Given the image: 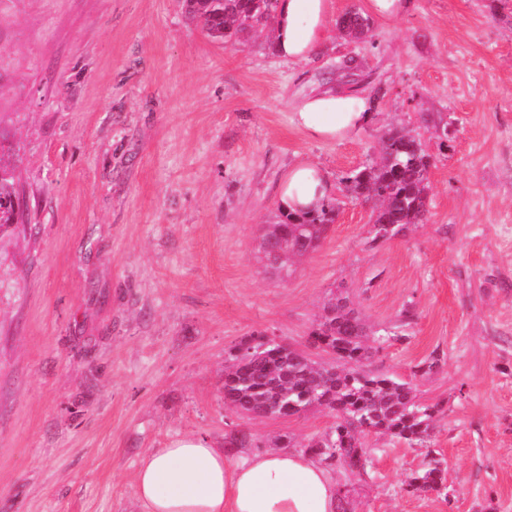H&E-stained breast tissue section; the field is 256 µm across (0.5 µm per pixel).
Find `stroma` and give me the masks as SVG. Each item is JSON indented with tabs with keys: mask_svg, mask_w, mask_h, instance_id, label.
<instances>
[{
	"mask_svg": "<svg viewBox=\"0 0 512 512\" xmlns=\"http://www.w3.org/2000/svg\"><path fill=\"white\" fill-rule=\"evenodd\" d=\"M489 4L413 0L294 64L263 33L212 40L184 0H0V143L25 204L0 238V512H141L137 465L175 436L243 429L255 452L329 432L325 410L225 405L224 359L263 332L328 361L307 339L338 292L371 335L404 328L368 369L439 407L427 446L372 437L367 474L331 468L344 512H512V17ZM378 88L351 138L292 121L309 95ZM390 125L433 156L428 214L375 244L342 180ZM304 161L339 215L278 273L262 226ZM433 458L446 494L407 492Z\"/></svg>",
	"mask_w": 512,
	"mask_h": 512,
	"instance_id": "35a3bbf8",
	"label": "stroma"
}]
</instances>
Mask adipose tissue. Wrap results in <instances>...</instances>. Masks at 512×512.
I'll return each instance as SVG.
<instances>
[{
  "label": "adipose tissue",
  "mask_w": 512,
  "mask_h": 512,
  "mask_svg": "<svg viewBox=\"0 0 512 512\" xmlns=\"http://www.w3.org/2000/svg\"><path fill=\"white\" fill-rule=\"evenodd\" d=\"M330 0H280L273 30L278 57L307 61L326 35ZM366 99L317 93L298 106L294 121L310 138L350 137L371 122ZM330 187L322 168H291L279 189L283 210L318 209ZM142 512H336L335 481L315 458L288 450L252 452L229 459L201 436H180L148 451L136 470Z\"/></svg>",
  "instance_id": "ef3b65f1"
}]
</instances>
